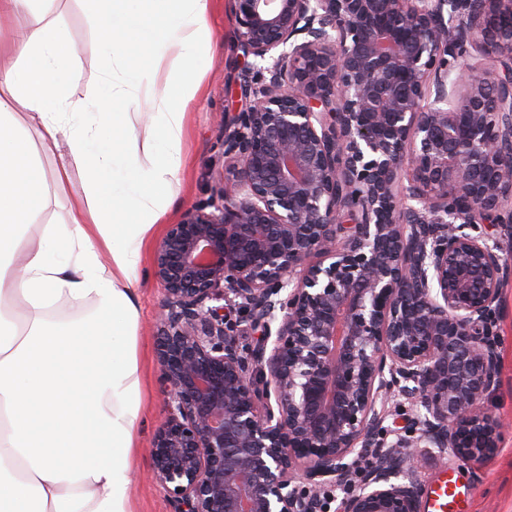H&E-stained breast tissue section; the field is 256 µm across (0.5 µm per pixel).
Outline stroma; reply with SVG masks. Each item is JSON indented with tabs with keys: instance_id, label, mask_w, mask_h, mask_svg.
<instances>
[{
	"instance_id": "obj_1",
	"label": "stroma",
	"mask_w": 512,
	"mask_h": 512,
	"mask_svg": "<svg viewBox=\"0 0 512 512\" xmlns=\"http://www.w3.org/2000/svg\"><path fill=\"white\" fill-rule=\"evenodd\" d=\"M51 14L60 18L67 39L77 52L78 65L67 93L73 100L93 98L101 84L103 65L96 50L95 22L88 4L86 0H54ZM209 27L213 60L203 76L202 95L188 109L184 141L187 166L168 196V224L177 223L190 206L212 200L211 174L222 165V120L225 113L244 107L247 85L258 80L255 70L249 69L236 47L233 0H212ZM179 52V47H170L165 57L153 66L149 92L141 96L138 109L131 116L138 138H146L151 132L152 101L163 95L173 80ZM47 194L49 204L40 218L41 223L62 222L70 207L87 201L82 172L72 169L64 191H56L51 186ZM153 255V247H146L136 284L140 313L137 342L145 412L138 434L140 452L132 464V482L136 512H171L167 495L147 476L151 467V442L164 419L156 355L158 338L154 328L163 294L152 277ZM497 330L502 386L489 399L487 407L504 423L500 451L488 463L472 467L438 449H419L421 464L416 480L422 494L418 498V512H428L426 494L443 481L454 485L458 491L449 512H512V276L507 278L503 288Z\"/></svg>"
}]
</instances>
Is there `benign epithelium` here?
Wrapping results in <instances>:
<instances>
[{
  "instance_id": "1",
  "label": "benign epithelium",
  "mask_w": 512,
  "mask_h": 512,
  "mask_svg": "<svg viewBox=\"0 0 512 512\" xmlns=\"http://www.w3.org/2000/svg\"><path fill=\"white\" fill-rule=\"evenodd\" d=\"M233 2L260 80L224 114L219 203L155 248L149 477L172 512H323L371 454L339 512H416L410 449L499 451L512 267L481 225L512 222V0ZM244 322L272 348L243 355Z\"/></svg>"
}]
</instances>
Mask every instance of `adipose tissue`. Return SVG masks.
<instances>
[{
    "label": "adipose tissue",
    "mask_w": 512,
    "mask_h": 512,
    "mask_svg": "<svg viewBox=\"0 0 512 512\" xmlns=\"http://www.w3.org/2000/svg\"><path fill=\"white\" fill-rule=\"evenodd\" d=\"M46 2L0 0V16L27 19L17 53H0V512H133L134 284L184 166L187 110L212 55L209 0H89L98 53L123 76L105 73L88 101L67 95L76 51ZM172 45L177 76L138 141L128 111ZM62 141L55 187L78 167L89 201L43 225L41 156ZM64 298L93 309L59 322L51 311Z\"/></svg>",
    "instance_id": "obj_1"
}]
</instances>
